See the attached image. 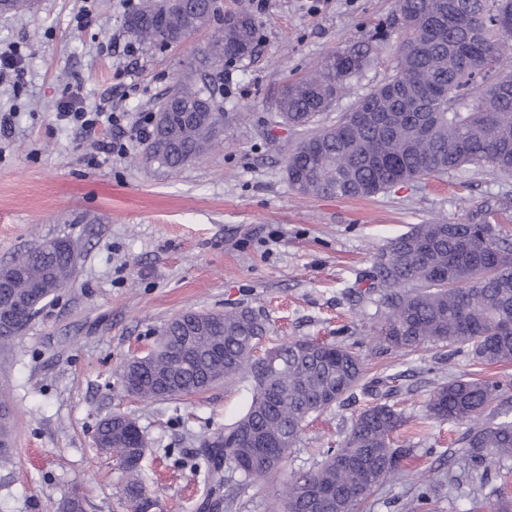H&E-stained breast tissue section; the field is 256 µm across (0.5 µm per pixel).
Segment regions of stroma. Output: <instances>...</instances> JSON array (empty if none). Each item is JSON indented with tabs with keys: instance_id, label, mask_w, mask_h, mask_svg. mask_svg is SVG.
<instances>
[{
	"instance_id": "stroma-1",
	"label": "stroma",
	"mask_w": 512,
	"mask_h": 512,
	"mask_svg": "<svg viewBox=\"0 0 512 512\" xmlns=\"http://www.w3.org/2000/svg\"><path fill=\"white\" fill-rule=\"evenodd\" d=\"M142 2L38 0L33 11L0 16V50L14 49L24 68L20 84L0 81V113L14 115L0 130V264L56 236H71L80 252L67 286L0 352V394L15 409L14 464L0 470V512H57L75 489L86 512H127L120 473L94 446L99 421L115 412L134 417L148 441L141 512H273V497L257 485L225 504L209 492L207 466L190 461L246 407V383L144 401L119 380L174 316L246 306L277 336L354 345L368 377L389 378L390 402L406 420L397 438L411 451L360 512H407L418 478L451 469L458 477L439 487L433 512H470L477 502L489 512L488 491L512 489V467L464 471L461 427L428 419L426 403L436 385L474 372L512 379V363L478 368L468 354L439 346L407 354L377 348L370 334L382 298L357 283L373 252L416 224L483 214L512 234V173L468 166L370 198L305 197L285 171L295 134L272 123L282 85L345 45L375 39L378 54L324 121L382 83L398 47L396 0H265L260 10L251 0H218L225 18L253 15L256 43L217 81L223 149L175 172L143 161L133 127L188 73L213 31L127 52L134 41L124 19ZM68 101L124 121L85 134L59 118ZM120 134L126 154L89 163L92 141ZM369 403L361 396L310 417L286 471L308 469L319 449L339 447Z\"/></svg>"
}]
</instances>
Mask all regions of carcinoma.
I'll list each match as a JSON object with an SVG mask.
<instances>
[{"instance_id": "cac0c4a2", "label": "carcinoma", "mask_w": 512, "mask_h": 512, "mask_svg": "<svg viewBox=\"0 0 512 512\" xmlns=\"http://www.w3.org/2000/svg\"><path fill=\"white\" fill-rule=\"evenodd\" d=\"M402 38L392 73L360 97L335 122L320 123L350 82L376 55L360 42L324 56L302 79L286 84L276 101L280 124L302 132L286 159L288 183L300 195L371 197L423 176L464 166L512 171V73L500 71L512 41V0H396ZM218 10L216 0H153L125 18L132 36L168 47L185 41L197 18ZM256 40L249 15L217 31L194 68H224L248 54ZM171 143L151 142L147 159L175 171L223 142L224 113L211 82L190 76L175 82L157 104ZM69 237L42 239L3 271L22 267L26 276L0 293V316L22 331L78 266ZM369 291L384 292L387 312L372 327V341L387 350L412 351L440 345L467 350L485 365L512 362V333L501 329L512 317V238L495 224H416L379 248L367 272ZM270 335L259 311H192L170 319L150 357L134 359L120 373L123 389L143 400H167L203 392L224 382L248 383L251 399L242 414L202 444L211 464L212 490L227 474L246 489L271 488L281 512H355L399 471L408 449L395 447L404 417L388 404L387 379L365 381L364 358L341 342L289 339L258 354ZM372 403L355 418L337 448L319 452L313 467L282 474L288 452L311 415L355 397ZM512 402V382L457 378L430 395V418L465 426L464 465L486 474L512 462V421L497 422L498 407ZM13 410L0 401V469L13 464ZM96 439L112 448L124 479L131 512H139L145 486L141 462L148 442L135 420L103 418ZM438 482L417 480L408 512H425ZM84 497L72 490L60 512H84Z\"/></svg>"}]
</instances>
